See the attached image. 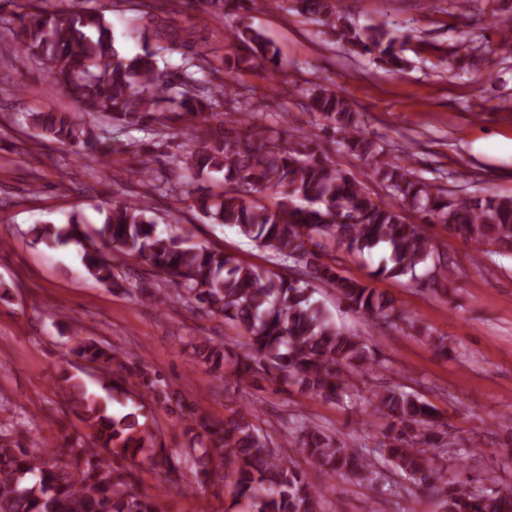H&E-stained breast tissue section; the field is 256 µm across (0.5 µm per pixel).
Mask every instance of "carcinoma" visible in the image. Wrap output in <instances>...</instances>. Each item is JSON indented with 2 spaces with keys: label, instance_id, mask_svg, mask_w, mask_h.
<instances>
[{
  "label": "carcinoma",
  "instance_id": "carcinoma-1",
  "mask_svg": "<svg viewBox=\"0 0 512 512\" xmlns=\"http://www.w3.org/2000/svg\"><path fill=\"white\" fill-rule=\"evenodd\" d=\"M20 20L18 49L46 64L47 78L73 99L76 112H29L25 124L35 140H49L78 154L97 149L103 160L111 147L87 118L134 126L145 133L174 118L194 127L219 115L227 81L208 79L211 61L198 51H180L193 36L183 25L173 0H113V6L132 13L128 34H145L154 44L130 55L117 44L104 11L81 8L48 13L30 0H13ZM217 14L236 7L256 11L258 0H207ZM295 9L329 29L332 37L357 55H373L391 72L405 69V43L382 26L354 27L343 20L333 0H295ZM235 40L246 45L244 62L267 72L280 70L279 51L257 29L237 28ZM309 110L323 122L321 129L339 136L348 152L371 162L372 175L390 193L422 213L424 224H408L388 205L371 198L364 183L318 155L314 140L270 137L246 112L223 126L191 140L180 168L191 174H223L224 190L201 187L194 208L209 224L230 225L244 237L267 248L277 263L297 272L284 277L242 263L235 254L189 243L181 235L163 236L150 205L146 183L139 201H112L97 231L108 252L86 248L83 262L94 280L123 287L115 257L141 260L173 287L168 299L199 309L240 330V355L227 344L204 340L197 355L216 368L233 367L238 377L260 376L277 384L295 385L316 397L334 401L353 391L354 380L375 361L366 338L336 324L312 299L314 282L334 288L348 307L378 327L414 320L363 282L340 274V260L381 250L373 271L382 278L416 276L430 265L426 283L434 291L447 280L441 259L426 227L490 245L496 252L512 251V196L461 197L417 176L409 158H392L387 143L370 137L360 112L328 85L308 92ZM273 190L270 203L253 193ZM35 241L59 244L84 238L80 221L34 224ZM71 352L94 371L112 380V391L131 403V411L115 416L108 400L75 382L67 409L90 429L91 445L71 448L68 458L51 463L28 450L11 426L0 423V512H158L157 494L140 486L137 462L164 469L176 483L188 470L197 485L222 484L231 506L245 504L247 512H319L321 488L309 482L292 458L267 446L254 423L253 408H241L221 422L197 424L189 446L170 454L142 421L144 404L139 388L156 399L172 401L161 379L140 360L86 338ZM372 421H385L386 441L380 456L393 464L412 485L441 496L444 512H512V486L485 492L471 489L468 479L440 487L439 455L463 461L451 451L448 431L434 433L435 408L419 396L400 389L373 393ZM294 447L326 478L348 475L360 483L377 479L372 458L323 428L300 422ZM437 450L430 454L427 448Z\"/></svg>",
  "mask_w": 512,
  "mask_h": 512
}]
</instances>
